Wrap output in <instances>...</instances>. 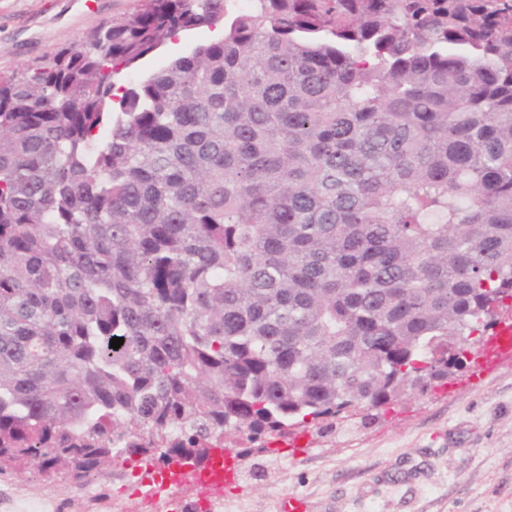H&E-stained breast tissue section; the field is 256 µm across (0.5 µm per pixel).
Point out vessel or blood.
<instances>
[{"label": "vessel or blood", "instance_id": "obj_1", "mask_svg": "<svg viewBox=\"0 0 512 512\" xmlns=\"http://www.w3.org/2000/svg\"><path fill=\"white\" fill-rule=\"evenodd\" d=\"M480 357L487 366L512 358V315L497 314ZM160 473L173 487L193 485L199 497L207 500L223 498L225 490L231 489L237 479L235 470L226 464L221 447L211 448L205 461L179 460L162 466Z\"/></svg>", "mask_w": 512, "mask_h": 512}]
</instances>
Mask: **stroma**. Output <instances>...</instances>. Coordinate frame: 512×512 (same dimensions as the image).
<instances>
[{
    "mask_svg": "<svg viewBox=\"0 0 512 512\" xmlns=\"http://www.w3.org/2000/svg\"><path fill=\"white\" fill-rule=\"evenodd\" d=\"M138 5L98 0L90 12L78 0H0V70L75 45ZM213 38L206 27L191 31L122 80L135 81ZM477 353L470 348L468 368L426 394L330 426L295 425L307 447H280L268 436L225 437L238 458V484L225 494L224 512H280L291 494L304 498L307 512H512V362L478 375L471 366ZM4 483L54 498L57 512H80L79 485L64 475L31 469L0 474Z\"/></svg>",
    "mask_w": 512,
    "mask_h": 512,
    "instance_id": "35a3bbf8",
    "label": "stroma"
}]
</instances>
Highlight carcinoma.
Returning a JSON list of instances; mask_svg holds the SVG:
<instances>
[{"mask_svg":"<svg viewBox=\"0 0 512 512\" xmlns=\"http://www.w3.org/2000/svg\"><path fill=\"white\" fill-rule=\"evenodd\" d=\"M509 298L512 0H140L0 71V474L425 394ZM222 29L224 32V26L222 27V24L218 26L216 30L206 27L200 28L183 35L177 42L168 43L141 67L123 75L119 80V84L126 85L128 82L140 78L142 74L163 68L172 58L188 52L195 44L207 43L214 40V33L216 31H220L222 35Z\"/></svg>","mask_w":512,"mask_h":512,"instance_id":"cac0c4a2","label":"carcinoma"}]
</instances>
